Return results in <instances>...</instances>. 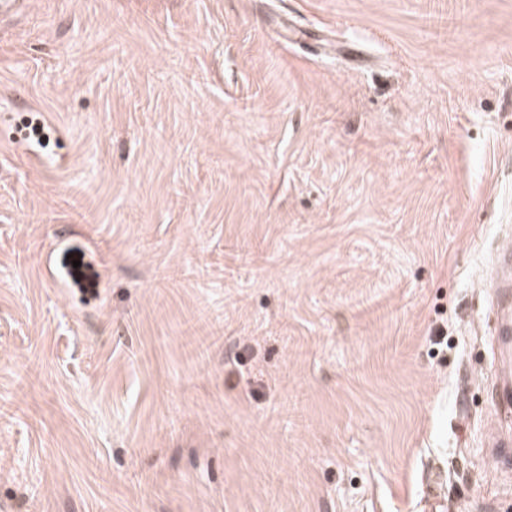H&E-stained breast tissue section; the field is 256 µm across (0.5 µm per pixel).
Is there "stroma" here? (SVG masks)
Returning <instances> with one entry per match:
<instances>
[{"label":"stroma","mask_w":512,"mask_h":512,"mask_svg":"<svg viewBox=\"0 0 512 512\" xmlns=\"http://www.w3.org/2000/svg\"><path fill=\"white\" fill-rule=\"evenodd\" d=\"M1 100L0 512H512V0H29ZM493 288H496L499 298L496 343L500 354V372L497 375L500 387L497 392V403L501 418L510 422L512 413V252L510 248L501 251Z\"/></svg>","instance_id":"obj_1"}]
</instances>
